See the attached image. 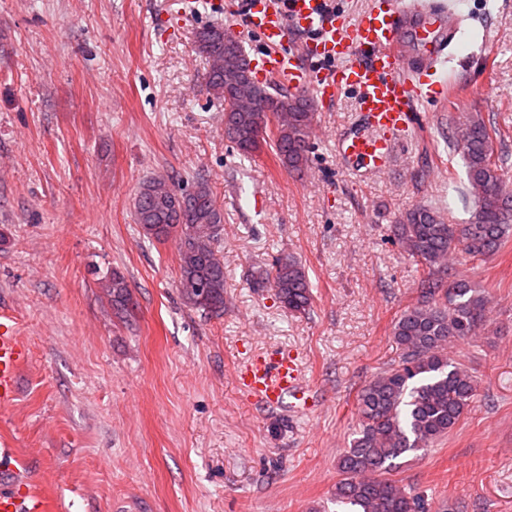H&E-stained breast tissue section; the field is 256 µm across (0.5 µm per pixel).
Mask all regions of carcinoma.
<instances>
[{
  "label": "carcinoma",
  "instance_id": "carcinoma-1",
  "mask_svg": "<svg viewBox=\"0 0 512 512\" xmlns=\"http://www.w3.org/2000/svg\"><path fill=\"white\" fill-rule=\"evenodd\" d=\"M197 53L207 63L206 90L224 102V137L239 155L251 158L265 142L279 112L276 154L289 171L308 163V132L313 101L305 93L259 84L250 73L239 40H231L222 23L193 34ZM252 107L234 111L235 102ZM462 158L476 205L466 224H447L424 206L407 210L394 225L408 255L422 267L420 301L405 309L393 325L401 348L397 363L366 382L357 393L358 428L337 460L340 479L332 501L336 512H430L423 496L400 487L387 474L399 460L423 451L448 435L471 409L478 378L468 367L448 359V343L476 335L487 318L488 298L466 280L450 275L449 255L458 251L479 260L499 250L512 235V198L502 186L495 160L493 132L473 115L466 118ZM179 192L163 179L143 182L134 198V222L158 242L172 241L178 251V291L184 304L206 315L224 313V263L216 245L224 232V213L209 187L199 182L190 192L195 205L181 208ZM288 310L301 312L311 303L308 275L294 257L278 258L262 283ZM105 290L117 313L128 311L131 294L125 276L112 271Z\"/></svg>",
  "mask_w": 512,
  "mask_h": 512
}]
</instances>
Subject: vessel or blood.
Returning <instances> with one entry per match:
<instances>
[{"mask_svg": "<svg viewBox=\"0 0 512 512\" xmlns=\"http://www.w3.org/2000/svg\"><path fill=\"white\" fill-rule=\"evenodd\" d=\"M244 11V38L262 42L248 58L257 82L279 80L331 106L354 94L360 125L336 138L340 165L356 175L385 173L397 146L416 129V114L437 92L453 58L465 17L455 0H369L359 19L327 0H230ZM26 358L16 328L0 322V408L13 405ZM236 381L263 407L304 413L312 397L293 354L279 352L247 364ZM29 473L16 449L0 444V512H47L29 490Z\"/></svg>", "mask_w": 512, "mask_h": 512, "instance_id": "vessel-or-blood-1", "label": "vessel or blood"}]
</instances>
